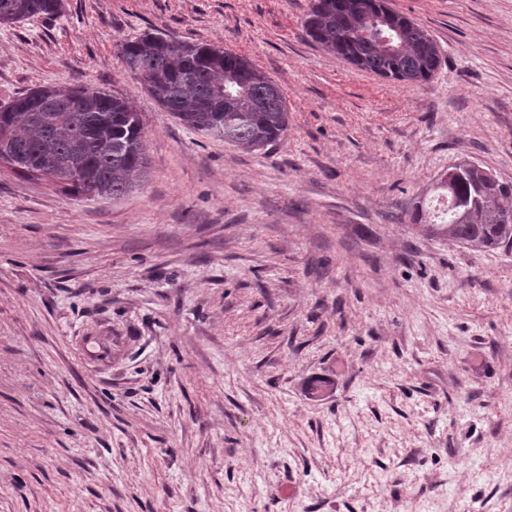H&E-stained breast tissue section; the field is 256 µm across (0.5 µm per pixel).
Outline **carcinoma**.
Masks as SVG:
<instances>
[{
    "instance_id": "obj_1",
    "label": "carcinoma",
    "mask_w": 512,
    "mask_h": 512,
    "mask_svg": "<svg viewBox=\"0 0 512 512\" xmlns=\"http://www.w3.org/2000/svg\"><path fill=\"white\" fill-rule=\"evenodd\" d=\"M63 0H0V25L62 12ZM307 37L336 57L403 84L426 82L440 66L430 34L385 0H313ZM386 30L392 41H383ZM126 70L185 127L246 152L288 131L286 99L245 56L199 42L143 33L121 44ZM23 177L42 163L78 195L118 196L147 177L150 159L139 113L92 85L32 89L0 106V162ZM451 208L437 221L417 203L411 223L477 250L512 248V182L477 165L449 168Z\"/></svg>"
}]
</instances>
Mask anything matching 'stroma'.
<instances>
[{
    "label": "stroma",
    "instance_id": "1",
    "mask_svg": "<svg viewBox=\"0 0 512 512\" xmlns=\"http://www.w3.org/2000/svg\"><path fill=\"white\" fill-rule=\"evenodd\" d=\"M312 0H64L0 25V103L91 84L150 157L115 198L0 168V512H512V251L409 221L449 166L512 181V0H387L441 65L337 59ZM157 33L246 56L248 154L128 73Z\"/></svg>",
    "mask_w": 512,
    "mask_h": 512
}]
</instances>
